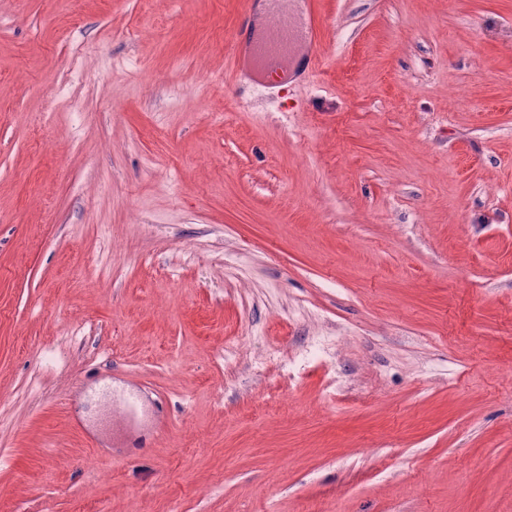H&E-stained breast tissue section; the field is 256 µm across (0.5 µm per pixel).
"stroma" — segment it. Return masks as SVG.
<instances>
[{"label":"stroma","mask_w":512,"mask_h":512,"mask_svg":"<svg viewBox=\"0 0 512 512\" xmlns=\"http://www.w3.org/2000/svg\"><path fill=\"white\" fill-rule=\"evenodd\" d=\"M316 2L0 0V512H512V0ZM268 3V9H258L256 5ZM279 0H250L249 13L246 23L261 28L265 34V41L260 47V53L267 68L274 71L283 57L289 56L297 43L294 21L303 20L301 39L315 47L320 41L323 22L319 21L311 10V2L307 1L308 8L303 13L297 10L283 9Z\"/></svg>","instance_id":"1"}]
</instances>
